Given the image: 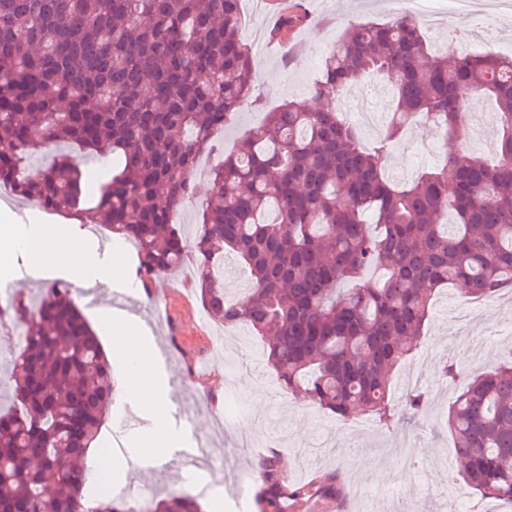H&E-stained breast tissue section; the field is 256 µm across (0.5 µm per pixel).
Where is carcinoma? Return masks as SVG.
<instances>
[{
  "instance_id": "1",
  "label": "carcinoma",
  "mask_w": 512,
  "mask_h": 512,
  "mask_svg": "<svg viewBox=\"0 0 512 512\" xmlns=\"http://www.w3.org/2000/svg\"><path fill=\"white\" fill-rule=\"evenodd\" d=\"M241 2L0 0V186L133 244L145 288L194 254L205 309L267 339L285 391L346 420L387 423L394 373L440 288L481 299L512 288V56L450 59L409 15L349 25L323 58L311 104L267 113L214 171L190 241L176 218L195 194L199 156L257 102ZM306 21L301 4L286 7L272 38L286 43ZM365 80L394 100L372 147L342 107ZM472 95L497 107L493 159L454 151L392 182L389 145L415 120L461 137ZM63 143L112 159L91 207L75 158L27 173L34 150ZM226 251L250 275L240 300L215 272ZM371 269L381 278L362 281ZM9 318L25 341L9 375L20 408L0 412V512H136L86 481L113 377L69 288L59 281L37 303L20 290ZM448 429L466 484L512 504V352L469 378ZM260 471L273 510L284 477L272 461ZM146 512L202 507L171 492Z\"/></svg>"
}]
</instances>
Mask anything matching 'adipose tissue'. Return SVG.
<instances>
[{
	"label": "adipose tissue",
	"instance_id": "obj_1",
	"mask_svg": "<svg viewBox=\"0 0 512 512\" xmlns=\"http://www.w3.org/2000/svg\"><path fill=\"white\" fill-rule=\"evenodd\" d=\"M15 250L26 252L31 266L52 267L82 287L96 283L123 284L129 280L119 254L99 257L87 247L84 239L70 234L65 224H36L23 233L13 224H1L0 253ZM116 333L121 342L115 355L126 370L128 394L150 419L140 455L145 459L165 455L177 444L178 438L169 426L168 391L153 368L156 351L143 343L133 329L120 326Z\"/></svg>",
	"mask_w": 512,
	"mask_h": 512
}]
</instances>
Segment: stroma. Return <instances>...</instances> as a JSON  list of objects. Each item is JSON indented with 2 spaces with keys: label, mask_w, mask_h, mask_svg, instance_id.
I'll list each match as a JSON object with an SVG mask.
<instances>
[{
  "label": "stroma",
  "mask_w": 512,
  "mask_h": 512,
  "mask_svg": "<svg viewBox=\"0 0 512 512\" xmlns=\"http://www.w3.org/2000/svg\"><path fill=\"white\" fill-rule=\"evenodd\" d=\"M307 23L295 31L289 44L265 42L274 23L273 0H242V35L252 44V65L258 81L257 105L237 113L199 162L195 195L181 208L177 222L186 237L201 227V214L210 184V172L238 140L261 122L271 108L293 101L308 104L309 88L322 58L352 21L385 22L405 13L406 0H302ZM463 18L434 26L421 21L426 38L449 52L499 51L512 44V12L482 28L477 35L455 38L466 26ZM496 124L484 125L479 138L450 140L441 129L413 124L394 145L387 175L395 183L411 181L418 173L439 165L450 151L488 153L497 138ZM195 266L185 261L162 276L152 295H139L144 314L161 310L163 322L146 331L157 349L173 402L170 424L182 448L206 446L212 458L223 461L217 471L187 467L180 451L140 466L139 479L157 497L172 490L186 491L197 480L211 485L201 501L204 512H262V491L242 486L241 471L256 468L262 457H272L287 478L289 488H307V495L281 497L279 512H392L388 494L404 493L408 512H457L458 502L444 498L456 471L442 465L454 458L453 438L446 425L448 404L461 390L463 378L500 361L512 342V301L466 300L444 289L431 305L419 343L410 359L431 377L422 413L386 426L372 418L344 420L319 408L305 394L284 391L263 356L259 336L247 328H222L209 316L194 286ZM456 362L459 376L448 379L441 371ZM114 402L101 429L120 434L123 454L101 457L100 447L89 451L95 464L92 480L108 479L113 495H122L144 427L122 428L135 403L125 393L126 374L113 364ZM213 395L224 412V431H211L207 414L198 404ZM338 474L346 497L337 502L321 497L316 487Z\"/></svg>",
  "instance_id": "35a3bbf8"
}]
</instances>
